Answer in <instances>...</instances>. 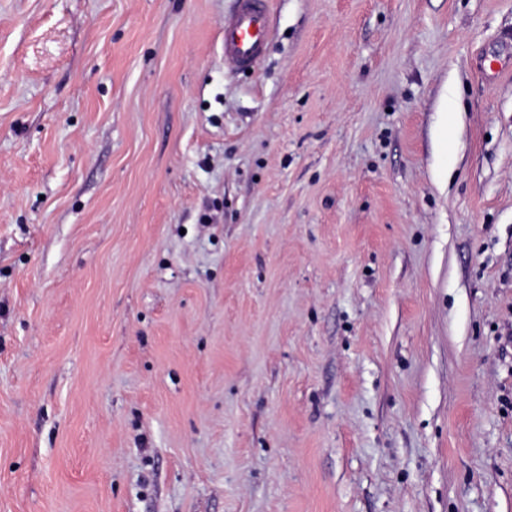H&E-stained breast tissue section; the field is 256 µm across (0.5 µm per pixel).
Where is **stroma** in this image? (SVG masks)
I'll use <instances>...</instances> for the list:
<instances>
[{"mask_svg":"<svg viewBox=\"0 0 512 512\" xmlns=\"http://www.w3.org/2000/svg\"><path fill=\"white\" fill-rule=\"evenodd\" d=\"M0 0V512H512V0ZM270 34L267 0H238L224 21V60L237 69L254 65Z\"/></svg>","mask_w":512,"mask_h":512,"instance_id":"obj_1","label":"stroma"}]
</instances>
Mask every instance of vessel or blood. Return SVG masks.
<instances>
[{"label": "vessel or blood", "instance_id": "obj_1", "mask_svg": "<svg viewBox=\"0 0 512 512\" xmlns=\"http://www.w3.org/2000/svg\"><path fill=\"white\" fill-rule=\"evenodd\" d=\"M271 34L267 0H238L224 22V59L235 68L254 65Z\"/></svg>", "mask_w": 512, "mask_h": 512}]
</instances>
